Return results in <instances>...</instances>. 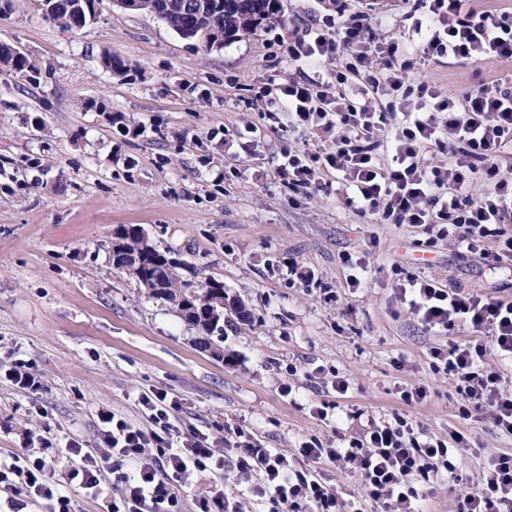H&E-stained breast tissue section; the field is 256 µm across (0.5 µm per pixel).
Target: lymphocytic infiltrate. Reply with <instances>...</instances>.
I'll return each mask as SVG.
<instances>
[{
  "label": "lymphocytic infiltrate",
  "instance_id": "f902f5d3",
  "mask_svg": "<svg viewBox=\"0 0 512 512\" xmlns=\"http://www.w3.org/2000/svg\"><path fill=\"white\" fill-rule=\"evenodd\" d=\"M412 24L410 50L376 41L369 15H354L335 29L308 28L286 43L289 60L310 66L335 63L329 78L303 76L278 83L267 116L287 114V129L325 134L327 145L284 152L276 165L280 181L293 189L319 185L336 174L347 203L374 224L424 228L482 255L492 270L512 274V170L500 164L512 148V86L447 93L413 77L423 62L512 60V8L478 11L475 0H426ZM418 97L420 109H379L380 97ZM446 163H433L436 155ZM493 250H486V243ZM399 292L426 328L448 333L435 351L438 370L452 380L465 402L462 418L479 411L501 433L512 436V389L505 370L488 355L512 362V300H494L459 283L409 275ZM471 335L459 339L461 329ZM148 426L135 425L109 408L99 409L97 452L80 440L53 443L42 438L38 453L0 460V484L21 483L27 499L48 501L51 512H73L71 493L99 489L104 473L120 489L109 512H148L167 504L181 512L174 487H189L196 475L223 470L207 437L172 431L178 408L167 392L142 395ZM464 445L460 432L449 438L428 434L405 415L369 421L347 446L330 448L318 438L300 443L311 462L329 461L359 472L365 496L380 512H421L423 489L451 471L449 444ZM233 466L265 512H345L335 490L312 472L294 470L287 453L254 441L236 446ZM66 467H59V460ZM456 512H512V453L492 454L481 484L457 504Z\"/></svg>",
  "mask_w": 512,
  "mask_h": 512
}]
</instances>
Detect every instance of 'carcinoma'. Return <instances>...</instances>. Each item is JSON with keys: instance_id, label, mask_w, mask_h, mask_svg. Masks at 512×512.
Masks as SVG:
<instances>
[{"instance_id": "cac0c4a2", "label": "carcinoma", "mask_w": 512, "mask_h": 512, "mask_svg": "<svg viewBox=\"0 0 512 512\" xmlns=\"http://www.w3.org/2000/svg\"><path fill=\"white\" fill-rule=\"evenodd\" d=\"M146 9L156 3H170L171 10L159 15L174 31L189 38V28L216 25L229 45L246 36L256 34L259 27L280 20L285 12L286 0H146ZM91 0H58V7L50 21L63 31H74L83 27L91 17ZM6 66L25 75L35 69L34 63L25 55L9 56ZM143 255L137 269H126L127 251ZM112 264L115 269L134 279L149 294L173 304L183 313L185 321L203 336L202 344L210 347L213 339H224V305L235 306V312L246 316L238 299L229 297L224 283L209 277L198 282L172 278L169 253L149 244L142 229L137 225H123L112 244ZM165 280V287L158 288V278Z\"/></svg>"}]
</instances>
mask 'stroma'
<instances>
[{
  "label": "stroma",
  "mask_w": 512,
  "mask_h": 512,
  "mask_svg": "<svg viewBox=\"0 0 512 512\" xmlns=\"http://www.w3.org/2000/svg\"><path fill=\"white\" fill-rule=\"evenodd\" d=\"M95 15L65 32L43 0L0 12V42L35 64L27 76L0 65V459L38 450L39 435L71 436L96 448L97 410L137 425L141 394L163 389L181 407L175 423L207 434L232 458L236 431L287 451L295 470L315 469L342 500L376 512L357 471L298 455L318 436L337 447L362 416L408 415L432 435L460 431L453 473L424 491L423 512H454L480 484L495 452H512L482 418L462 419L453 382L432 367L449 338L425 330L398 296L399 275L465 283L512 297V278L422 228L365 222L341 181L291 191L274 176L283 150L322 145L319 132L273 131L264 90L296 68L288 38L314 22L370 10L376 37L404 42L410 0H287L281 21L204 50L158 18L94 0ZM119 56L122 71L102 57ZM512 75V63H429L416 75L442 90ZM252 127L257 147L240 136ZM137 224L150 244L183 265L184 278L224 283L248 317L224 312L222 356L169 302L151 297L112 265V237ZM362 259L366 282L348 287L342 254ZM313 273L291 284L289 262ZM43 379L29 395L4 379L11 353ZM344 377L347 394L333 381ZM422 388L406 405L405 390ZM329 404L327 420L312 406Z\"/></svg>",
  "instance_id": "35a3bbf8"
}]
</instances>
